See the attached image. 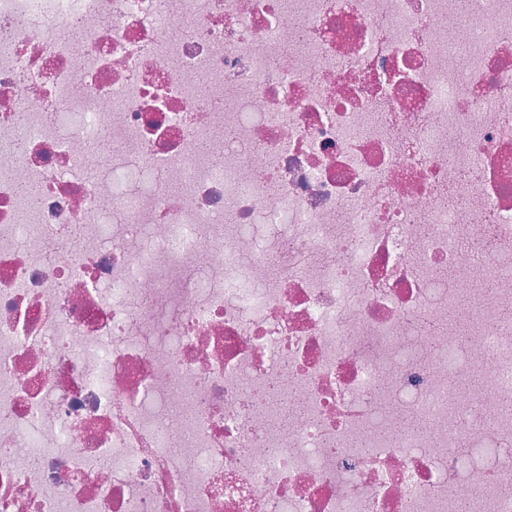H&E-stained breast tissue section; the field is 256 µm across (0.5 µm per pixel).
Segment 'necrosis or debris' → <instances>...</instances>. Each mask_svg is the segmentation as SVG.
Masks as SVG:
<instances>
[{
  "mask_svg": "<svg viewBox=\"0 0 512 512\" xmlns=\"http://www.w3.org/2000/svg\"><path fill=\"white\" fill-rule=\"evenodd\" d=\"M507 484L512 0H0V512Z\"/></svg>",
  "mask_w": 512,
  "mask_h": 512,
  "instance_id": "1",
  "label": "necrosis or debris"
}]
</instances>
